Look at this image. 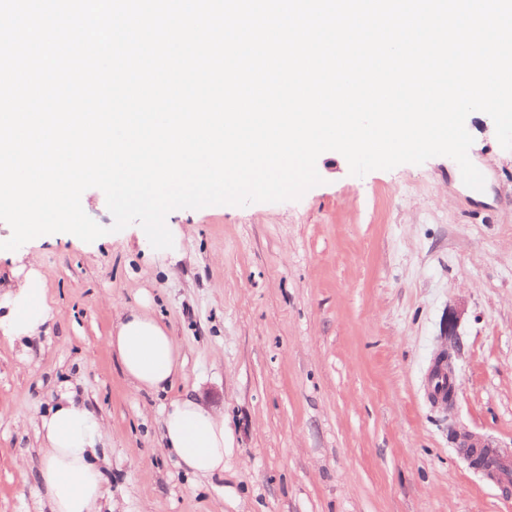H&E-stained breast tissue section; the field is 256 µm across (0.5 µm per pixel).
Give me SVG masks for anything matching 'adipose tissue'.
<instances>
[{"label":"adipose tissue","instance_id":"ef3b65f1","mask_svg":"<svg viewBox=\"0 0 512 512\" xmlns=\"http://www.w3.org/2000/svg\"><path fill=\"white\" fill-rule=\"evenodd\" d=\"M183 230L175 224H148L141 232L146 264L152 265L181 248ZM13 284L0 295V332L27 342L38 336L49 314L36 264L12 272ZM154 297L142 290L133 306L116 309L109 345L129 383L142 391H160L179 367L174 337L153 314ZM37 435L42 464L39 481L50 512H102L105 491L97 449L108 433L96 410L77 396L71 383L60 386L53 405L40 417ZM163 447L196 476L224 473V418L186 395L173 400L162 419Z\"/></svg>","mask_w":512,"mask_h":512}]
</instances>
